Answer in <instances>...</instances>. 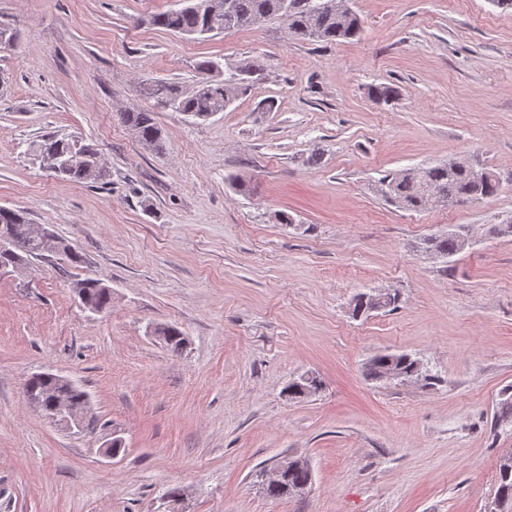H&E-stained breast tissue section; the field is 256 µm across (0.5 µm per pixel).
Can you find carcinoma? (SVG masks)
Segmentation results:
<instances>
[{
    "label": "carcinoma",
    "instance_id": "cac0c4a2",
    "mask_svg": "<svg viewBox=\"0 0 512 512\" xmlns=\"http://www.w3.org/2000/svg\"><path fill=\"white\" fill-rule=\"evenodd\" d=\"M221 7L201 13L183 6L178 9L153 14L148 19L152 26L182 34L211 37L242 28L253 27L270 18L278 17L288 24V29L305 40L336 43L360 38L364 25L358 14L349 6V0H216ZM203 88L182 86L178 82L154 81L146 86L147 93L160 108L180 112L196 120H207L226 110L239 97L252 91L255 76L260 69L247 65L225 79L221 78L220 65L211 59L198 63ZM119 120L129 126L139 141L156 154L164 153L166 140L153 113L144 110H126L118 113ZM30 151L43 167L74 183L93 180L102 184L110 179V171L102 161L97 145L89 142L79 145L65 137L49 136L30 145ZM486 180L478 185L464 169L450 170L442 163L433 166L408 168L388 172L375 182V191L389 204L418 211L426 207L431 196L441 204L479 202L495 196L500 189V177L492 169L484 168ZM469 235V227L461 224L454 231L433 238L428 247L441 257H450L462 249ZM0 240L8 242V256L0 255V263L20 269L33 259L63 253L72 262L81 261L52 230L38 231L34 223L20 210L0 207ZM73 288L81 305L87 310L101 311L112 303V290L93 279L78 280ZM357 315L388 308L398 301L397 294L360 293L355 297ZM165 337L166 345L175 354L183 351L186 340L174 325L157 328ZM423 363L409 354L384 353L368 364L367 374L373 380L383 379L389 370H396L406 378L424 375L423 386L435 383L436 377L423 373ZM25 392L40 398L37 407L51 410L54 398L68 399L82 407L89 404L88 394L79 387L60 384L52 373L25 383ZM312 480L308 463L300 458L293 460L288 476L281 484L264 488L271 498H291L305 491ZM491 512H512V450L500 456L497 490Z\"/></svg>",
    "mask_w": 512,
    "mask_h": 512
}]
</instances>
